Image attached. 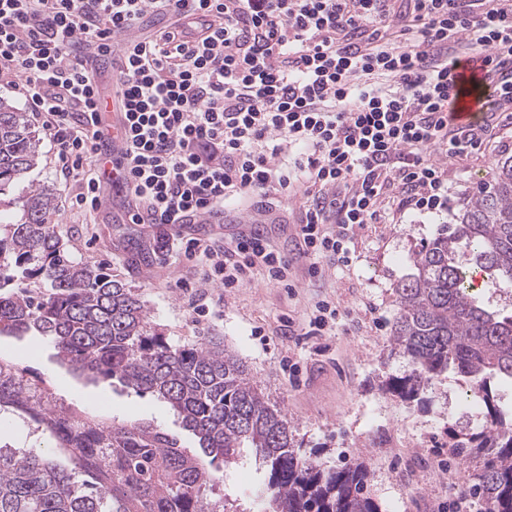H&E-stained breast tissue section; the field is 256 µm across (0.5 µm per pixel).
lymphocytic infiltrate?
Segmentation results:
<instances>
[{"label":"lymphocytic infiltrate","mask_w":512,"mask_h":512,"mask_svg":"<svg viewBox=\"0 0 512 512\" xmlns=\"http://www.w3.org/2000/svg\"><path fill=\"white\" fill-rule=\"evenodd\" d=\"M0 0V73L44 115L77 207L95 211L107 126L85 57L112 48L135 224H188L232 204L299 199L310 277L350 261L356 226L448 207L445 159L485 149L482 127L448 124V52L487 54L497 122H512V0ZM148 16L166 29L123 46ZM204 287L237 288L290 262L269 241L191 238Z\"/></svg>","instance_id":"1"}]
</instances>
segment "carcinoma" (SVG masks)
<instances>
[{"mask_svg":"<svg viewBox=\"0 0 512 512\" xmlns=\"http://www.w3.org/2000/svg\"><path fill=\"white\" fill-rule=\"evenodd\" d=\"M38 161L26 113L0 97V335L48 337L71 370L164 399L201 453L150 426L59 407L31 391L26 371L0 359V420L32 422L49 444H0V512H227L211 487L244 448L266 466L269 512H379L366 465L324 468L304 456L288 412L234 352L171 346L135 287L74 259L48 223L52 188L26 187L20 218L8 214L7 195ZM495 169L395 286L390 342L412 370L386 390L419 402L448 371L463 378L482 399L483 423L476 432L448 431V448L482 459L466 480L485 512H512V413L497 394L512 382V314L487 308L471 281L474 272L512 281V157Z\"/></svg>","mask_w":512,"mask_h":512,"instance_id":"obj_1","label":"carcinoma"}]
</instances>
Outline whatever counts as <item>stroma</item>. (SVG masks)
<instances>
[{
  "instance_id": "stroma-1",
  "label": "stroma",
  "mask_w": 512,
  "mask_h": 512,
  "mask_svg": "<svg viewBox=\"0 0 512 512\" xmlns=\"http://www.w3.org/2000/svg\"><path fill=\"white\" fill-rule=\"evenodd\" d=\"M29 123L40 138L31 177L56 192L49 216L55 231L77 260L138 287L153 323L171 344L213 342L235 351L265 394L287 410L296 443L314 460L337 468L358 459L368 463L369 493L381 512H484L463 479L467 461L448 451L449 430L471 428L456 410L471 398L467 383L452 373L442 375L422 405L392 396L384 384L411 369L390 344L397 282L412 273L415 250L453 223L463 199L491 178L495 161L512 157V129H493L484 153L449 160L446 211L410 212L398 224L357 228L348 267L318 279L297 262L287 282L259 274L240 288L217 286L213 305L194 310L183 303L179 283L195 278L198 261L184 255L166 259V247L178 236L221 244L252 232V225L186 224L176 230L130 223L120 201L91 213L73 207L78 186L62 174L41 118L30 116ZM273 213L277 223L257 230L282 255L296 259L298 204L277 202ZM321 300L336 308V329L317 335L310 321ZM0 358L41 380L59 405L107 423H149L184 448H197L166 403L116 382L77 379L57 364L47 338L2 336ZM263 479L248 448L237 465L218 475L213 495L226 498L235 512H259Z\"/></svg>"
}]
</instances>
